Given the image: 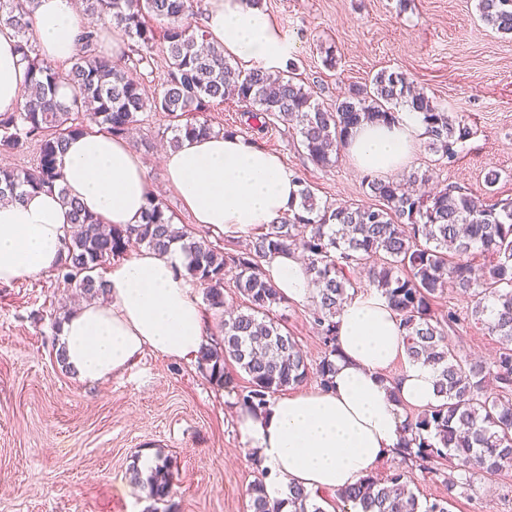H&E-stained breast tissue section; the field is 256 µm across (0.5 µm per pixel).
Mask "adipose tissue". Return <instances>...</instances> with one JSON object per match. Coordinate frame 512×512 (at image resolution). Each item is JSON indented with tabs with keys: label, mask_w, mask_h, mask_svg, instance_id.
Masks as SVG:
<instances>
[{
	"label": "adipose tissue",
	"mask_w": 512,
	"mask_h": 512,
	"mask_svg": "<svg viewBox=\"0 0 512 512\" xmlns=\"http://www.w3.org/2000/svg\"><path fill=\"white\" fill-rule=\"evenodd\" d=\"M201 23L225 57L245 66L275 68L287 47L279 29L252 0H205ZM77 0H36L33 34L42 58L65 60L82 29ZM8 26L0 27V113L22 101L27 70ZM424 127L416 116L391 125L365 123L348 139V158L362 171L392 175L407 164ZM165 180L197 223L236 238L259 234L298 205V185L282 160L240 137H182L165 155ZM61 184L101 223H141L155 189L137 153L122 139L87 132L69 141L59 159ZM69 208L57 193H32L0 203V284L50 272L70 234ZM185 253L142 249L113 260L104 297L77 306L59 331L65 362L79 381L93 384L125 370L144 352L191 359L206 343L204 310L184 278ZM266 278L284 297L313 294L311 276L296 253L263 263ZM335 372L329 387L283 394L265 410L239 409L242 442L273 478L266 490L282 500L293 487L316 496L341 491L398 456L407 439L404 407L437 404V375L405 362L399 316L376 289L348 296L337 319ZM405 366L388 378L397 361Z\"/></svg>",
	"instance_id": "obj_1"
}]
</instances>
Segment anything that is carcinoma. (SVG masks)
Returning a JSON list of instances; mask_svg holds the SVG:
<instances>
[{
	"label": "carcinoma",
	"mask_w": 512,
	"mask_h": 512,
	"mask_svg": "<svg viewBox=\"0 0 512 512\" xmlns=\"http://www.w3.org/2000/svg\"><path fill=\"white\" fill-rule=\"evenodd\" d=\"M84 10L93 23L78 35L67 74L72 96L60 102L57 67L40 57L31 38L34 0H0V25L14 30L29 77L17 111L0 113V150L22 153L33 146L37 153L29 168L0 167V201L19 198L28 190L55 191L70 207L74 231L65 239L58 276L96 299L104 291L102 279L95 275L102 263L122 257L134 245L165 252L177 242L191 256L187 272L203 286L207 305L222 309L224 277L233 274L234 287L248 305L224 321L223 344L203 346L198 362L218 382L224 380V366L236 364L249 377L238 404L256 412L275 394L312 374L321 386L330 384L336 318L349 293L357 289L352 277L357 272L398 312L407 359L426 363L437 373L439 403L406 421L411 438L404 442L403 456L423 464L450 458L461 471L489 476L511 471V199L488 203L481 194L442 183L430 168L406 180L366 175L362 185L376 203L332 208L319 204L311 186L299 179V211L262 228L245 248L224 252L174 224L156 197L148 199L144 223L103 229L68 198L57 170V158L69 138L95 127L124 138L146 112L161 113L173 123L175 143L183 134H212L214 128L194 113L226 100L244 104L259 132L280 117L296 122L307 158L322 168L338 162L350 129L364 121L397 120V104L417 114L428 149L440 163L450 164L472 135L468 117L415 91L407 74L386 70L368 84L349 86L334 107L325 110L314 88L293 70H242L224 57L222 45L199 47L206 34L196 24L194 0H84ZM477 10L486 26L512 35V0H477ZM152 19L164 22L168 69L160 88L148 97L144 83L153 74L157 38ZM100 24L118 29L127 40L116 61L98 50ZM291 249L301 251L313 275L312 319L325 346L314 366L272 316L284 297L262 272L269 255ZM447 289L466 297L471 318L499 339L501 347L492 360L462 357L451 347L448 328L458 317L450 311L441 319L433 308ZM167 470L164 460L144 478L134 466L131 482L147 489L150 499L164 501L172 490L171 479L163 475ZM249 495L251 512H281L282 502L269 498L262 481L252 484ZM338 497L356 512H448L446 498L420 504L399 471L368 476ZM291 503L294 512H324L299 487L291 491Z\"/></svg>",
	"instance_id": "cac0c4a2"
}]
</instances>
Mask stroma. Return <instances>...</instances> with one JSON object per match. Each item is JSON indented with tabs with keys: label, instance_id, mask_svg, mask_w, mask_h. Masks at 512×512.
<instances>
[{
	"label": "stroma",
	"instance_id": "1",
	"mask_svg": "<svg viewBox=\"0 0 512 512\" xmlns=\"http://www.w3.org/2000/svg\"><path fill=\"white\" fill-rule=\"evenodd\" d=\"M477 0H262L288 46L286 58L324 109L348 87L376 73H406L451 112L469 117L473 136L441 171L468 192L512 199V37L478 19ZM332 48L335 66L324 62ZM173 134L161 114L146 117L129 141L148 166L159 195L197 236L207 237L180 196L164 190L163 153ZM260 146L306 181L318 202L366 203L364 174L347 158L322 168L306 157L291 125L273 121ZM498 181L487 186L486 175ZM75 286L50 272L0 285V512H250L249 489L268 474L244 448L235 422L237 394L248 377L227 365L226 384L197 361L144 353L123 372L86 385L57 363L58 327L81 302ZM464 296L449 290L438 315L460 320L450 342L460 354L488 360L498 344L467 317ZM311 302L285 300L282 324L315 364L324 355ZM168 460L173 494L157 503L128 481L142 456ZM403 471L419 502L450 497L449 512H512V472L473 474L469 489L448 490L452 463L429 472L403 459L381 474Z\"/></svg>",
	"mask_w": 512,
	"mask_h": 512
}]
</instances>
